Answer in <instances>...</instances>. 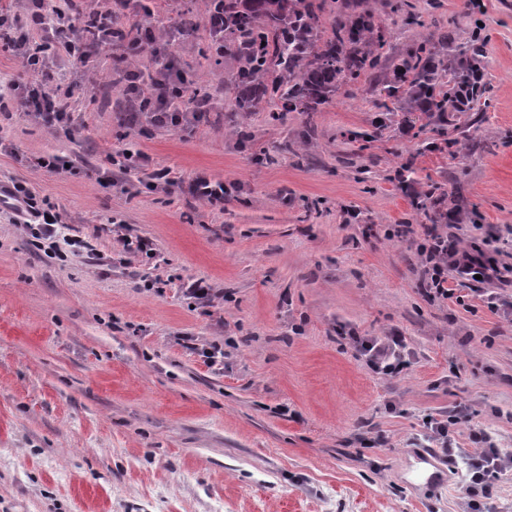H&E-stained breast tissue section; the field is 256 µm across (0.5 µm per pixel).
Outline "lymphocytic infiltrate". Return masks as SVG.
<instances>
[{"label":"lymphocytic infiltrate","mask_w":512,"mask_h":512,"mask_svg":"<svg viewBox=\"0 0 512 512\" xmlns=\"http://www.w3.org/2000/svg\"><path fill=\"white\" fill-rule=\"evenodd\" d=\"M26 2L24 14L0 12V48L11 51L23 67L22 73L10 84V97L0 96V109H8L10 101L14 100L45 128L73 132L75 124L67 94L47 93L37 77L60 68L66 61L76 64L77 69L88 66L93 45L117 44L112 33V11L103 6L84 12L77 8L76 0H59L55 7L50 6L48 0ZM30 27L41 30L40 42H30L26 34ZM138 34L136 40L117 44L122 53L135 57L148 49L155 58L162 60L163 65L148 76L137 69L122 72L119 81L123 85L125 109L136 117L148 115L151 123L157 126H182L188 116L178 108L184 91L181 80L173 75L174 65L168 60V47L157 41L152 29L139 28ZM77 69L70 72V80H78ZM0 193L8 197L15 216L34 218L36 225L29 230L32 238L53 237L56 214L52 208L41 207L36 195L25 184L1 185ZM496 242V237L486 238V248ZM486 248L475 254L457 250L435 225H425L417 243V252L424 263V296L433 302H444L455 296L454 289L448 286L449 281L462 284L478 277L485 281L504 278V270L487 255ZM352 342L376 373L393 376L411 364L402 337L356 336ZM472 440L480 444L481 450L468 458L470 478L463 490L461 508L462 512H490V502L497 495L499 475L512 466V457L490 446L484 432H473Z\"/></svg>","instance_id":"f902f5d3"}]
</instances>
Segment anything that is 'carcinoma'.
Returning <instances> with one entry per match:
<instances>
[{
  "mask_svg": "<svg viewBox=\"0 0 512 512\" xmlns=\"http://www.w3.org/2000/svg\"><path fill=\"white\" fill-rule=\"evenodd\" d=\"M337 0H223L224 53L240 65L231 76L236 111L254 112L264 102H277L280 121L287 112H315L341 85H355L384 74L382 112L402 105L404 111L435 114L471 111L488 105L482 45L475 31L448 59L443 44L454 40L442 31L414 43L389 72L380 49L385 31L369 10L343 12ZM334 15L330 30L325 13ZM448 72V82L442 73Z\"/></svg>",
  "mask_w": 512,
  "mask_h": 512,
  "instance_id": "cac0c4a2",
  "label": "carcinoma"
}]
</instances>
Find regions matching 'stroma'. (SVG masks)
I'll return each instance as SVG.
<instances>
[{
    "mask_svg": "<svg viewBox=\"0 0 512 512\" xmlns=\"http://www.w3.org/2000/svg\"><path fill=\"white\" fill-rule=\"evenodd\" d=\"M406 2L420 25L359 0L385 25V63L437 28L454 25L460 43L482 30L486 111L444 125L386 114L368 81L310 116L241 114L239 60L212 56L206 0H112L117 26L152 28L210 96L193 133L130 120L118 86L100 108L117 64L105 50L73 98L75 136L0 112V180L61 218L56 240L33 246L0 207V512H460L473 430L512 453V283L431 302L414 245L388 235L425 223L415 201L438 184L439 229L461 248L512 239V0L482 15L466 0ZM125 149L149 164L119 169ZM161 170L206 173L228 193L211 205L155 190ZM120 234L155 256L123 252ZM197 279L210 300L185 295ZM351 332L405 336L409 369L377 375ZM458 406L463 454L428 490L413 451L427 420Z\"/></svg>",
    "mask_w": 512,
    "mask_h": 512,
    "instance_id": "35a3bbf8",
    "label": "stroma"
}]
</instances>
